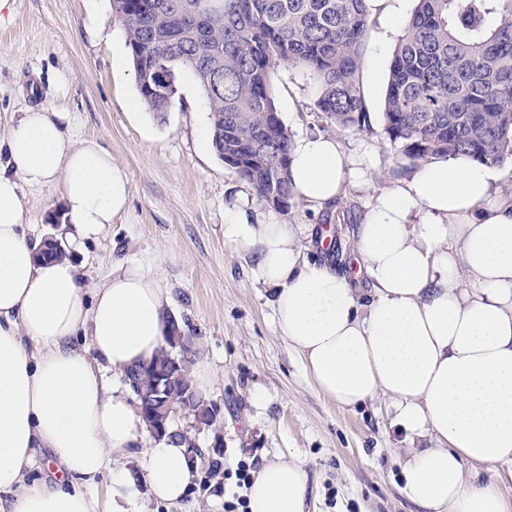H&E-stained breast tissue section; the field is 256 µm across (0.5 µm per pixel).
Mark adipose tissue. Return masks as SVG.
Masks as SVG:
<instances>
[{
    "label": "adipose tissue",
    "instance_id": "1",
    "mask_svg": "<svg viewBox=\"0 0 512 512\" xmlns=\"http://www.w3.org/2000/svg\"><path fill=\"white\" fill-rule=\"evenodd\" d=\"M65 116L24 112L0 136V495L9 512H135L116 465L136 455L154 496L177 505L198 468L178 438L144 440L121 378L148 360L169 330L171 298L135 263L121 262L86 295L70 261L41 263L28 240L30 197L59 185L74 240L99 236L131 194L125 171L97 141L74 144ZM300 197L324 208L354 176L336 139L293 147ZM313 228L255 221L237 207L224 242L251 254L255 281L274 293L281 335L312 380L345 408L390 402L414 448L407 497L423 512H512V192L490 167L436 159L376 191L355 233L357 274L305 257ZM371 283L358 298L355 275ZM87 337L88 348L76 346ZM49 449L53 481L29 485L34 451ZM492 479L479 483L480 471ZM112 477L101 499L99 479ZM296 463L262 464L250 512H307Z\"/></svg>",
    "mask_w": 512,
    "mask_h": 512
}]
</instances>
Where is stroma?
<instances>
[{
	"label": "stroma",
	"instance_id": "obj_1",
	"mask_svg": "<svg viewBox=\"0 0 512 512\" xmlns=\"http://www.w3.org/2000/svg\"><path fill=\"white\" fill-rule=\"evenodd\" d=\"M399 36L381 13H371L361 67L371 127L363 132L331 128L315 108V80L279 68L273 94L293 138L331 136L369 176L353 181L333 206L319 210L300 200L280 211L254 197L201 138L210 114L191 75H182L169 111H134L136 74L111 0H10L0 13V128L36 104L65 113L71 139L104 145L130 180L126 211L97 239L68 250L86 292L122 261L141 264L167 288L190 363L207 362L214 373L201 393L221 408L218 427L194 431L198 447L223 435L227 469L241 459L258 467L295 457L308 477L309 512H418L403 492L410 444L384 403L346 409L318 391L280 335L272 293L253 281L250 259L225 245L224 210L245 200L260 220L328 230L332 263L356 270L353 233L374 190L408 176L396 166L381 120ZM60 206L55 186L32 199L26 221L34 239H65V226L48 222ZM122 465L134 476L127 492L138 512H224L236 490L234 481L203 467L183 507L170 508L152 496L137 458Z\"/></svg>",
	"mask_w": 512,
	"mask_h": 512
}]
</instances>
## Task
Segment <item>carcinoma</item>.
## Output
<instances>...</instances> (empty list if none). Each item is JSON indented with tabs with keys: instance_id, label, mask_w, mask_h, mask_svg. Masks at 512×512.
I'll return each mask as SVG.
<instances>
[{
	"instance_id": "cac0c4a2",
	"label": "carcinoma",
	"mask_w": 512,
	"mask_h": 512,
	"mask_svg": "<svg viewBox=\"0 0 512 512\" xmlns=\"http://www.w3.org/2000/svg\"><path fill=\"white\" fill-rule=\"evenodd\" d=\"M113 0L125 22L139 93L166 112L179 78L192 74L212 120L213 151L255 196L293 207V138L273 99L281 66L306 71L331 126L370 128L360 83L369 28L367 0ZM392 55L382 109L385 139L397 163L467 158L512 165V0H417ZM171 328L147 362L126 380L149 390L154 375L184 352ZM190 417L207 402L195 392L179 402Z\"/></svg>"
}]
</instances>
